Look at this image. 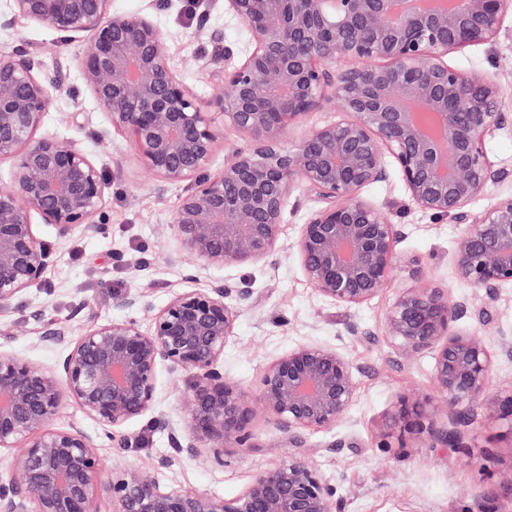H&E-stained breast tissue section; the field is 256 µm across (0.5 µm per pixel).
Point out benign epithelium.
I'll use <instances>...</instances> for the list:
<instances>
[{
  "label": "benign epithelium",
  "mask_w": 512,
  "mask_h": 512,
  "mask_svg": "<svg viewBox=\"0 0 512 512\" xmlns=\"http://www.w3.org/2000/svg\"><path fill=\"white\" fill-rule=\"evenodd\" d=\"M11 16L46 24L83 41L77 59L85 87L107 113L109 131L129 135L141 164L170 184L190 183L168 232L178 248L170 263L239 266L267 261L280 243L288 198L298 189L319 206L300 225L295 249L303 276L327 302L360 307L390 285L400 261L398 225L362 196L387 176L386 159L411 199L435 217H452L457 278L492 297L512 286V195L481 212L470 205L507 177L494 168L487 144L512 131V95L497 73L460 69L448 55L493 44L512 20V0H463L459 10L432 7L391 19L390 0H224L246 26L249 48L234 59L216 33L207 64L217 66L216 124L171 67L168 36L152 18L111 11L112 0H10ZM38 55L24 47L0 52V162L15 186L0 191V310L45 280L50 253L34 217L58 237L83 228L105 235L108 182L98 163L72 141L40 133L56 78L41 75ZM345 116L294 142L290 127L331 100ZM244 146L217 174L204 173L224 127ZM248 292L227 284L187 288L156 308L149 293H126V315H87L77 337L29 301L41 341L60 346L47 368L0 345V453L10 459L0 486V512H340L336 487L303 457L257 473L231 498L164 487L155 471L108 466L99 448L133 447L127 424L150 416L167 432L170 453L159 466L188 458L224 466V449L257 447L252 412L241 388L224 377V348L237 335ZM149 319L143 327L140 315ZM476 324L462 329L459 323ZM493 322L436 288L401 292L384 318L385 336L411 358L434 352L433 378L451 429L424 421V406L402 400L382 419L397 429L467 454L460 428L481 410L512 435V387L493 395L485 336ZM184 375V421L157 412L161 369ZM356 369L337 348L300 343L262 370L257 399L290 448L307 447L306 432L331 431L355 401ZM75 402L100 428L54 427Z\"/></svg>",
  "instance_id": "1"
}]
</instances>
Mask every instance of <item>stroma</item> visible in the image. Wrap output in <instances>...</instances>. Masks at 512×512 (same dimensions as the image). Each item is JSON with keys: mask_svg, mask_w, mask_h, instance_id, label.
<instances>
[{"mask_svg": "<svg viewBox=\"0 0 512 512\" xmlns=\"http://www.w3.org/2000/svg\"><path fill=\"white\" fill-rule=\"evenodd\" d=\"M202 11L209 14V31L221 34L235 50L245 51L246 27L225 10L224 0H155L153 17L169 34L172 66L207 101L213 96L215 81L203 64L211 45L195 34L196 15ZM15 46L39 53L42 75L49 81L56 75L58 61L70 62L64 88L54 96L43 130L72 139L103 169L109 183L105 208L109 232L101 236L78 230L61 239L51 225H38L37 233L52 255L49 272L11 308L0 311V321H26L27 303L36 299L48 315L68 318L71 333L77 336L85 320L77 312L79 306H87L103 319L119 318L124 311L116 305V298L137 289L148 291L155 306L164 305L188 285L187 266L164 258L165 252L176 247L166 226L186 184L161 182L143 167L120 134H113L108 143L97 140L96 133L107 126L108 118L97 108L74 66L81 42L19 19L11 28L0 30V49ZM449 60L465 69L498 68L512 94V26L493 46L470 47L451 54ZM489 154L496 168L508 176L474 203L477 212L512 194V134L505 132L492 139ZM363 195L383 207L404 237L398 246L402 260L392 273L390 287L360 307L349 309L325 301L307 283L289 249L300 224L316 205L303 191L289 199L285 211L282 240L287 251L266 262L210 266L197 273V286L226 281L250 294L237 335L224 350V375L241 387L253 408L256 448L246 452L225 449L220 470L191 459L162 468L158 462L170 452L167 434L150 427L143 417L127 426L137 441L135 447L118 457L108 445L101 448V455L118 458L123 465L157 470L162 485L225 498L241 492L258 472L298 455L312 461L335 484L341 512H512V494L503 489L501 481L503 474L512 472V437L507 436L505 426L475 414L464 435L473 449L469 458L424 439H410L396 431L382 436L377 431L381 419L404 398L425 403L428 421L441 427L447 424L432 378V353L403 359L381 334L396 296L406 288H436L458 297L470 296L475 305L493 315L497 326L510 333L512 286L499 289L492 299L473 296L455 272L458 225L422 211L396 169H389L387 179L367 187ZM354 324L376 332V339L352 335ZM304 342L338 347L356 369L357 389L353 406L336 428L309 434L307 447L297 450L289 447L255 396L263 367ZM348 437L356 440V447H331V440Z\"/></svg>", "mask_w": 512, "mask_h": 512, "instance_id": "obj_1", "label": "stroma"}]
</instances>
